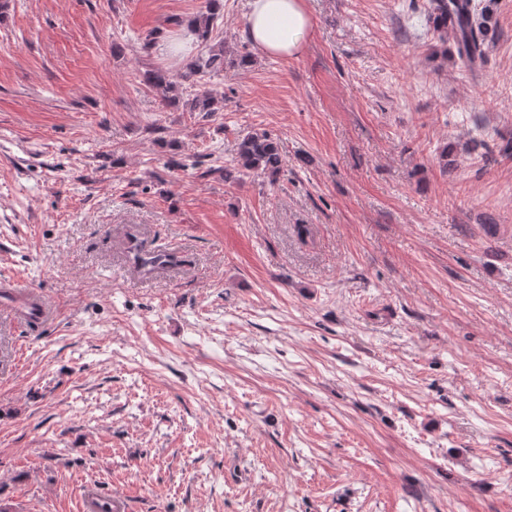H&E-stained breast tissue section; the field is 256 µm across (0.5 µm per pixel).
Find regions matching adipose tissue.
<instances>
[{
	"instance_id": "1",
	"label": "adipose tissue",
	"mask_w": 512,
	"mask_h": 512,
	"mask_svg": "<svg viewBox=\"0 0 512 512\" xmlns=\"http://www.w3.org/2000/svg\"><path fill=\"white\" fill-rule=\"evenodd\" d=\"M311 28L305 0H249L248 36L267 56L299 55Z\"/></svg>"
}]
</instances>
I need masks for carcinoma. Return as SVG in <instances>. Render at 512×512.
<instances>
[{
    "mask_svg": "<svg viewBox=\"0 0 512 512\" xmlns=\"http://www.w3.org/2000/svg\"><path fill=\"white\" fill-rule=\"evenodd\" d=\"M218 0H210L206 12L193 20L198 41L205 48L189 65L185 77L218 75L224 71V44L212 42L214 22L218 17ZM434 29L443 41L448 37L455 40L457 59L466 70H473L483 59L484 44L488 33V17L475 13L473 0H431ZM143 81L160 91L168 103L178 97L177 83L165 71L148 69L142 75ZM190 111L210 117L221 109V101L207 92L193 97ZM232 167H224V180L232 173L248 175L259 173L275 180L280 170L278 143L266 132L249 131L238 139Z\"/></svg>",
    "mask_w": 512,
    "mask_h": 512,
    "instance_id": "1",
    "label": "carcinoma"
}]
</instances>
